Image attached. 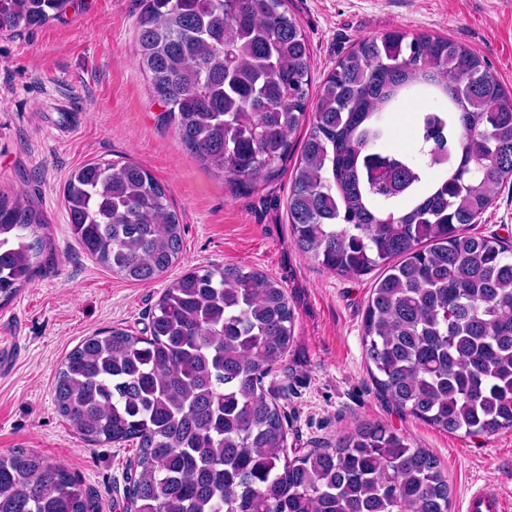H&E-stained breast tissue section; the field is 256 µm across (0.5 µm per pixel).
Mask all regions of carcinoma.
<instances>
[{
    "label": "carcinoma",
    "mask_w": 512,
    "mask_h": 512,
    "mask_svg": "<svg viewBox=\"0 0 512 512\" xmlns=\"http://www.w3.org/2000/svg\"><path fill=\"white\" fill-rule=\"evenodd\" d=\"M72 0H0V36L60 19ZM136 60L160 119L236 186L278 177L303 125L288 195L297 249L346 276L375 269L365 356L399 410L450 433L512 430V244L475 236L512 180V90L467 46L389 29L359 40L312 91L311 52L288 0H143ZM429 102L409 151L384 155L383 114ZM312 113H307L309 101ZM384 159L391 177L374 178ZM64 200L81 247L148 283L183 247L167 189L141 165L76 170ZM45 220L0 192V304L42 270ZM284 288L240 265L193 268L166 288L149 335L85 338L61 362L58 413L88 442H138L124 512H449L438 460L368 425L288 458L264 379L288 350ZM0 512H96L65 468L0 454Z\"/></svg>",
    "instance_id": "obj_1"
}]
</instances>
